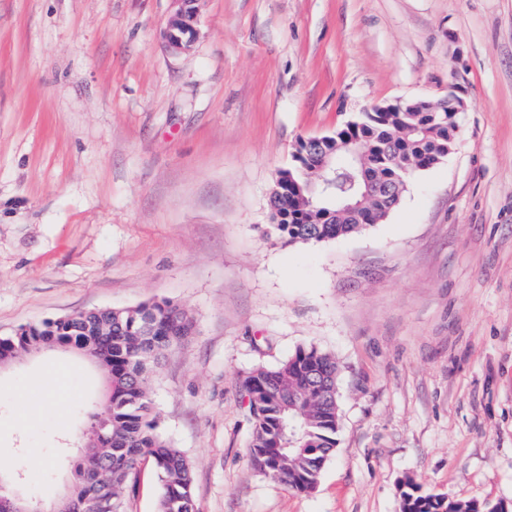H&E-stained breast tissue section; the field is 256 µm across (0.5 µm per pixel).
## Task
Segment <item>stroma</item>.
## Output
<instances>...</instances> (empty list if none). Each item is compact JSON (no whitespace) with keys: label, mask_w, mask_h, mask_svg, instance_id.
<instances>
[{"label":"stroma","mask_w":512,"mask_h":512,"mask_svg":"<svg viewBox=\"0 0 512 512\" xmlns=\"http://www.w3.org/2000/svg\"><path fill=\"white\" fill-rule=\"evenodd\" d=\"M0 0V336L168 301L152 381L196 512H401V486L512 502V0ZM467 110L381 223L291 245L269 191L298 139L375 104ZM339 366L336 452L299 492L254 468L238 390L299 348ZM70 370L59 401L27 388ZM105 382L82 353L0 369V473L48 508ZM198 0H176L178 10L164 32L167 47L175 51H186L196 35Z\"/></svg>","instance_id":"stroma-1"}]
</instances>
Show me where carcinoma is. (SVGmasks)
Instances as JSON below:
<instances>
[{
	"label": "carcinoma",
	"instance_id": "obj_1",
	"mask_svg": "<svg viewBox=\"0 0 512 512\" xmlns=\"http://www.w3.org/2000/svg\"><path fill=\"white\" fill-rule=\"evenodd\" d=\"M458 115L449 104L435 112H362L328 135L325 147L335 150V172L320 179L303 157L299 141L295 165L285 173L271 211L279 238L305 244L348 236L365 228L361 216L341 209L345 200L362 202V211L378 223L399 205L408 183L432 168L457 144ZM371 176L381 196L363 200L360 173ZM112 335L99 336L98 320L87 333L71 336L61 321L47 320L0 336V360L12 363L55 343L70 342L102 369L108 380L107 401L92 416L100 445L90 449L77 467V481L68 492L69 512H83L86 499L96 496L106 512H126L135 493L142 462H151L159 484L157 512H195L192 465L159 428L151 399V381L161 359L191 333L190 313L167 301L114 308ZM159 325L145 336V319ZM336 359L314 347L300 349L275 368L258 367L238 388L254 422L249 457L271 478L297 491L312 489L325 462L335 453L339 426ZM295 426V446L288 447V425ZM305 450H300V447ZM402 512H469L467 500L424 494L407 483Z\"/></svg>",
	"mask_w": 512,
	"mask_h": 512
}]
</instances>
